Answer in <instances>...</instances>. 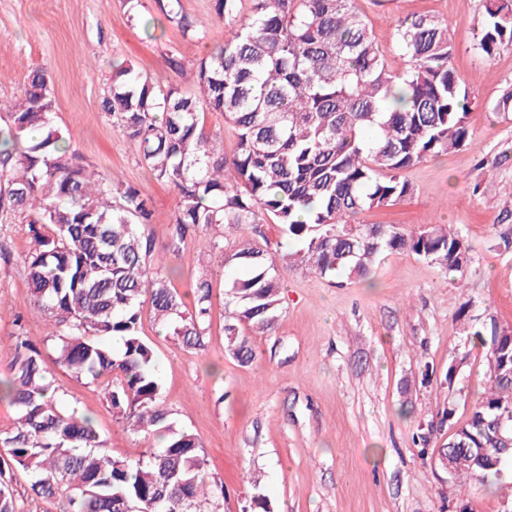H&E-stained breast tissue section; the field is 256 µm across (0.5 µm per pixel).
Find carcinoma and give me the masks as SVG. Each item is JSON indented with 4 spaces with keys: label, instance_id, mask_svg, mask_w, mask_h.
Masks as SVG:
<instances>
[{
    "label": "carcinoma",
    "instance_id": "carcinoma-1",
    "mask_svg": "<svg viewBox=\"0 0 512 512\" xmlns=\"http://www.w3.org/2000/svg\"><path fill=\"white\" fill-rule=\"evenodd\" d=\"M228 24L224 42L203 57L196 91L153 86L131 64L112 70L101 101L132 143L152 179L180 197L167 242L159 247L149 196L76 162L70 136L53 124L51 78L33 70L0 126V223L29 219L34 247L25 257L36 310L58 337L57 362L77 378L106 386L116 416L149 441L134 460L99 452L93 420L62 404L42 352L14 337L10 379L0 385L16 407L14 427L0 432V512H22L12 467L30 472L32 493L66 495L69 512H201L217 484L205 475L202 442L177 429L162 400L152 347L140 336L142 309L170 326L187 348L206 339L213 283L194 286L192 311L163 273L186 241L215 227L239 235L221 247L224 338L242 366L255 360L249 334L275 330L283 297L276 257L256 242L271 218L300 244L281 259L322 277H367L385 251L409 252L466 281L471 247L451 225L407 233L394 224H357L354 217L412 193L400 173L463 146L471 98L455 71L449 23L424 13L396 21L402 63L385 62L355 0H212ZM184 35L195 22L181 0H158ZM512 44V0H486L477 50L493 57ZM220 112L237 130L232 156L206 131L204 115ZM49 232H42V228ZM469 303L458 312L469 342L486 349L489 389L468 420V433L448 438L459 477L496 476L471 466L470 448L498 452L497 432L512 431V338L495 319L476 323ZM120 336L123 346L108 339ZM159 439L161 445L152 444Z\"/></svg>",
    "mask_w": 512,
    "mask_h": 512
}]
</instances>
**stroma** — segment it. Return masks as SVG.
Here are the masks:
<instances>
[{
    "label": "stroma",
    "instance_id": "stroma-1",
    "mask_svg": "<svg viewBox=\"0 0 512 512\" xmlns=\"http://www.w3.org/2000/svg\"><path fill=\"white\" fill-rule=\"evenodd\" d=\"M483 0H356L388 64L399 61L398 16L427 13L447 20L453 64L470 87L466 146L402 172L413 191L400 202L359 215L364 224H396L419 232L439 224L461 228L472 247L466 290L437 265L407 252H387L371 280L335 283L297 267L281 272L283 307L275 332L255 335L252 365L228 356L224 342V267L206 239L186 242L171 284L192 300L199 276L215 285L204 349L182 345L143 309L140 334L154 349L162 398L176 426L199 435L209 481L222 483L217 512H247L254 497L270 512H454L465 495L470 512H504L512 489L472 479L460 485L437 462L448 440L440 420L469 419L489 387L483 348L462 333L457 312L470 303L478 321L494 317L512 329V248L498 247L505 213H512V112L493 111L512 89V46L490 59L474 45ZM196 26L183 36L157 0H0V116L31 70L47 71L56 105L54 124L70 133L79 161L116 187L145 189L152 228L165 242L179 206L174 188L155 182L119 129L100 109L112 67L133 64L153 85L194 91L207 47L226 28L212 0H181ZM154 19L152 37L140 22ZM178 53L184 70L167 65ZM0 379L9 375L12 337L22 333L43 353L58 395L92 417L118 459L142 456L141 436L112 412L105 385L71 375L56 362V339L33 308L24 259L31 248L24 216L0 224ZM467 363L454 383L448 366ZM439 423L426 450L414 437Z\"/></svg>",
    "mask_w": 512,
    "mask_h": 512
}]
</instances>
